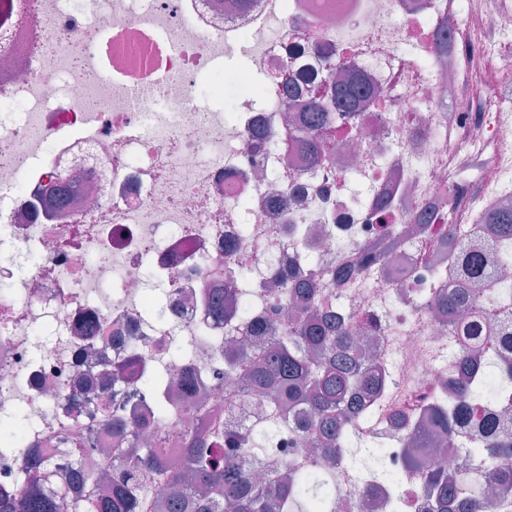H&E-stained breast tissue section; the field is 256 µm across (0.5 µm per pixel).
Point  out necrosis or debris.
<instances>
[{"label": "necrosis or debris", "instance_id": "obj_1", "mask_svg": "<svg viewBox=\"0 0 512 512\" xmlns=\"http://www.w3.org/2000/svg\"><path fill=\"white\" fill-rule=\"evenodd\" d=\"M273 19L279 33L265 37ZM244 39L247 65L216 70ZM326 40L337 49L329 60ZM68 41L86 42L80 65ZM511 53L512 7L501 0H0V420L27 421L20 441H0V489L25 488V455L78 426L83 404L63 395L90 327L105 334L91 369L134 349L164 381L208 376L225 342L247 338L209 295L233 277L232 305L271 317L267 288L297 264L368 338L381 384L363 400L359 433L387 442L401 476L385 486L337 456L336 512H388L390 497L399 512H429L426 473L457 457L427 448L416 469L403 444L459 373L462 347L432 312L453 286L454 256L512 253L511 237L476 230L512 208V82L496 66ZM286 62L355 71L384 91L381 110L333 127L312 168L273 77ZM61 177L74 184L63 207L51 195ZM285 195L292 204L275 212ZM424 210L427 230L405 236ZM384 221L401 239L368 263ZM346 263L356 275L331 287L328 270ZM488 274L483 306L512 333V265ZM151 288L165 292L156 316ZM174 346L189 358L168 362ZM211 406L249 427L268 401L218 395Z\"/></svg>", "mask_w": 512, "mask_h": 512}]
</instances>
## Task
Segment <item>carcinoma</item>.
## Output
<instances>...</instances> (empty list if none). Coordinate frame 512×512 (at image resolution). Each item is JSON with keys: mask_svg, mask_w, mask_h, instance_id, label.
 I'll return each mask as SVG.
<instances>
[{"mask_svg": "<svg viewBox=\"0 0 512 512\" xmlns=\"http://www.w3.org/2000/svg\"><path fill=\"white\" fill-rule=\"evenodd\" d=\"M319 85L327 94L306 100L294 123L303 151L312 158L325 154L333 119L373 110L382 101V92L365 77L336 80L330 72ZM390 244L386 229L369 246V258L381 260ZM457 266L467 282L484 277L478 256L460 258ZM272 297L291 304L288 322L278 327L257 324L250 347L225 354L219 388L224 397L234 399L237 389L229 381L237 377L240 386L269 393L272 402L263 423L239 429L204 415L182 431L181 464H169L158 449L167 447L165 425L181 406L163 399L142 406L141 394L156 390L158 379L132 351L105 373L114 385L109 393L100 396L91 386L76 391L75 396L97 402V412L88 413L80 432L68 431L50 441L49 447L66 449V462L27 457L25 465L38 478L16 493L0 492V512H336V482L330 471L290 459L259 480L239 463L242 457L259 462L270 454L288 456L289 449L268 444L299 407L307 415L294 441L326 458L344 452L356 470L386 485L398 484L385 445L360 440L351 430L363 417L359 400L379 385L377 373L357 351L353 325L336 315L330 295L307 282L292 281ZM437 311L448 322V332L464 344L462 368L448 384V404L440 402L432 409L430 424L410 433L408 445L415 455L428 447L433 429H472L482 441L481 468L465 462L458 469L431 473L425 490L433 500L430 512H483L485 495L473 494V484L512 494V437L502 434L493 411L497 392L512 385V365L505 355L496 362L482 356L491 344L512 350V335L498 334L480 298L468 288L439 298ZM105 434L116 440L111 455L100 472L85 470V449L97 447Z\"/></svg>", "mask_w": 512, "mask_h": 512, "instance_id": "1", "label": "carcinoma"}]
</instances>
